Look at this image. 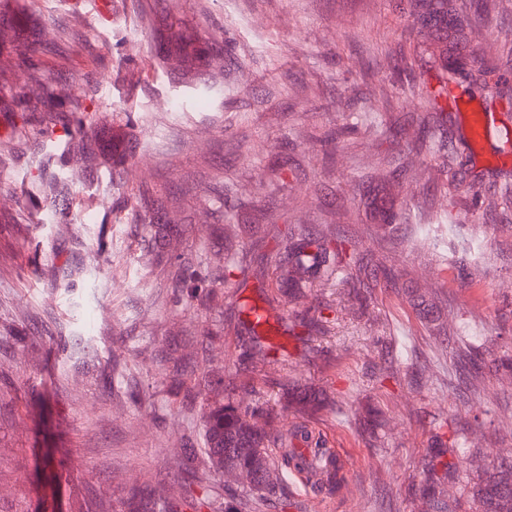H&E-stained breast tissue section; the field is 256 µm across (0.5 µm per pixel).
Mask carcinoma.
<instances>
[{
	"mask_svg": "<svg viewBox=\"0 0 512 512\" xmlns=\"http://www.w3.org/2000/svg\"><path fill=\"white\" fill-rule=\"evenodd\" d=\"M406 10L416 31L417 46L425 52L433 67L442 75L436 90L426 94L433 105L447 102L448 87L452 86L470 96L481 92L487 85L486 77L495 75L505 83L500 67L464 53L461 46L472 34L471 24L461 12L458 0H406ZM160 38L176 42L185 49V55L200 59L198 50L182 34L165 30ZM269 266L274 268L281 295L294 298L303 289L318 285L333 287V282L350 267L356 276L375 278L379 265L357 252L351 243L333 232L331 227L311 230L296 225L289 229L285 239L270 256ZM333 308V302L322 299L315 302L313 312L286 326L281 322L271 324L268 310L255 305L247 309L248 337L242 343L243 352L260 344V338L279 332H295L300 326L308 333L329 332L331 320L324 315ZM291 402L297 412L310 415L321 403V394L312 389L291 393ZM248 411L233 402L216 403L204 416L205 455L209 467L215 470L230 469L249 473L255 483L249 493L240 496L232 491L224 494V512H268L269 507L288 509L284 479L295 473L300 475L319 496L334 495L345 481L343 464L327 441L305 424H293L271 435L252 426L247 420ZM439 448L425 456L422 463L424 479L418 491L425 500L426 512H448V499L440 486L450 475L464 472L470 458L463 441L453 438L446 442L437 437ZM198 490L187 502L159 503L152 499H138L128 504L129 512H182L186 507L200 509L211 497V488L197 481ZM472 498L477 512H512V465L503 464L474 484Z\"/></svg>",
	"mask_w": 512,
	"mask_h": 512,
	"instance_id": "carcinoma-1",
	"label": "carcinoma"
}]
</instances>
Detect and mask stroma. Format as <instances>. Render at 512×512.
Instances as JSON below:
<instances>
[{"label": "stroma", "mask_w": 512, "mask_h": 512, "mask_svg": "<svg viewBox=\"0 0 512 512\" xmlns=\"http://www.w3.org/2000/svg\"><path fill=\"white\" fill-rule=\"evenodd\" d=\"M469 48L500 54L512 6L465 0ZM0 26V512H121L132 493L185 497L209 469V402L253 408L274 433L291 425L283 395L322 389L310 424L345 464L340 495L291 475L296 512H421L409 494L438 432L475 462L445 488L456 512L470 489L512 461V373L458 384L469 352L512 356V98L492 111L483 150L452 108L431 121L422 90L437 72L415 50L400 0H17ZM173 24L204 49L183 62L161 42ZM138 48H130L131 38ZM36 54L39 64L19 67ZM26 98L25 109L13 104ZM77 104L87 134H59L46 97ZM462 170L447 178L450 155ZM384 188L397 219L379 226L364 196ZM332 225L441 305L446 334L401 289L350 279L328 293L327 335L270 337L242 356L241 306L291 318L313 293L259 290L254 243L289 225ZM249 275L225 281L227 261ZM215 391H200L201 379ZM375 415L374 436L359 418Z\"/></svg>", "instance_id": "1"}]
</instances>
